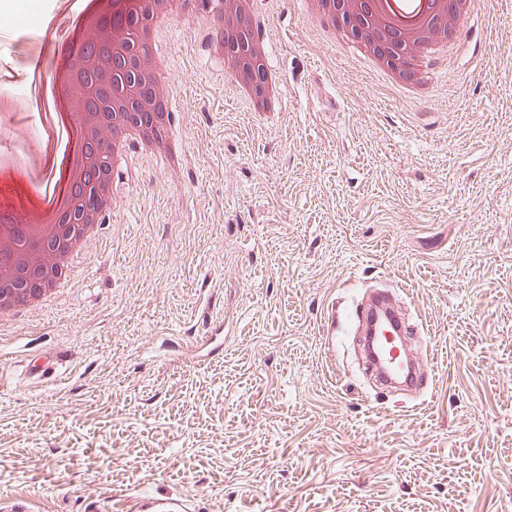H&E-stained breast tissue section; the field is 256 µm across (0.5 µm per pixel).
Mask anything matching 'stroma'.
<instances>
[{"label": "stroma", "mask_w": 512, "mask_h": 512, "mask_svg": "<svg viewBox=\"0 0 512 512\" xmlns=\"http://www.w3.org/2000/svg\"><path fill=\"white\" fill-rule=\"evenodd\" d=\"M253 0L282 109L254 112L203 24L161 45L179 167L132 153L71 283L0 326V501L119 512H512V0H476L408 98L309 22ZM36 0L0 22V85L32 99ZM387 278L425 331L415 403L371 387L355 315ZM62 358L42 383L29 359ZM133 512H196L194 501L187 496H144L133 497Z\"/></svg>", "instance_id": "obj_1"}]
</instances>
